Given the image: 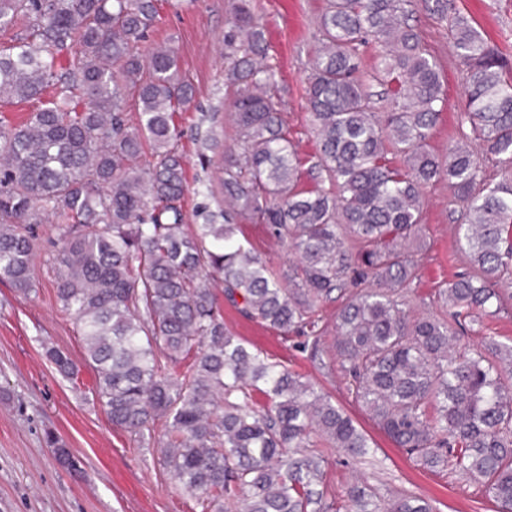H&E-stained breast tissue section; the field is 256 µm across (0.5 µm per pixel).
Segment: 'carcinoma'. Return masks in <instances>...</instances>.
Returning <instances> with one entry per match:
<instances>
[{"mask_svg": "<svg viewBox=\"0 0 512 512\" xmlns=\"http://www.w3.org/2000/svg\"><path fill=\"white\" fill-rule=\"evenodd\" d=\"M407 5L327 0L320 16L306 102L320 142L311 169L333 192L299 188L302 159L270 93L264 31L239 0L224 32L237 143L219 169L230 207L222 224H188L174 117L194 89L173 45L139 53L155 0H0V35L25 26L0 46V103L55 87L25 124L0 126V279L35 291L34 225L50 214L57 300L82 336L93 396L113 426L141 442L158 434L162 464L203 496V512H332L311 436L357 462L369 448L312 382L226 330L221 296L253 321L300 333L314 355V314L342 298L333 349L356 402L418 465L465 475L512 512V343L459 348L462 321L492 314L497 286L512 279V179L486 182L456 135L443 154L431 149L441 72ZM425 7L448 19L466 84L461 122L512 165V67L450 0ZM369 40L390 84L383 119L358 80ZM129 91L141 104L134 125ZM441 179L466 211L456 231L471 271L444 290L448 317L414 318L405 306L422 260V188ZM244 216L289 242L299 261L288 273L239 243ZM46 354L62 377L77 372L68 354ZM256 393L268 404L254 407ZM346 497V512H434L409 493L379 506L357 482Z\"/></svg>", "mask_w": 512, "mask_h": 512, "instance_id": "1", "label": "carcinoma"}]
</instances>
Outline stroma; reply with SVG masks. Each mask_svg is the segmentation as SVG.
Listing matches in <instances>:
<instances>
[{
    "instance_id": "stroma-1",
    "label": "stroma",
    "mask_w": 512,
    "mask_h": 512,
    "mask_svg": "<svg viewBox=\"0 0 512 512\" xmlns=\"http://www.w3.org/2000/svg\"><path fill=\"white\" fill-rule=\"evenodd\" d=\"M237 0H158L159 17L142 52L169 43L178 50L183 77L195 94L178 110L175 123L182 135L177 147L185 157L187 191L184 209L195 223L197 205L224 210V194L216 161L233 150L236 132L230 118L233 96L225 80L224 32L234 18ZM457 10L474 17L479 29L512 62V0H454ZM257 22L264 28L270 62L277 68L278 109L299 155L318 153V137L305 106L306 78L317 47L318 20L324 0H252ZM426 48L442 70L445 104L430 145L443 153L448 136L461 133L468 145L483 154L486 178L500 179L504 166L485 153L470 125L460 122L465 110L462 67L453 57L448 23L425 9L419 0L412 11ZM464 210L447 182L424 188L423 222L426 257L412 285V313L439 311V289L456 274L469 270L468 257L456 241V226ZM243 237L277 273L294 260L286 246L270 237L263 225L244 221ZM36 293L22 295L0 279V512H201L197 495L182 490L159 461L154 447L139 444L127 432L113 428L90 392L93 370L83 364V343L72 315L56 301L57 273L49 247L35 258ZM494 315L471 322L460 343L479 346L491 337L512 342V288ZM338 303L318 312L323 329L322 353L302 350L299 335L249 320L225 306L224 323L246 346L264 352L314 381L358 423L371 450L364 463L353 462L336 448L322 449L327 499L342 498L353 480L363 481L384 502L405 491L429 500L437 512H497L469 478L425 469L386 436L355 402L349 380L331 346L336 336ZM68 352L80 362L77 381L63 379L47 360V348ZM53 431L82 458L81 471L61 466L45 442Z\"/></svg>"
}]
</instances>
